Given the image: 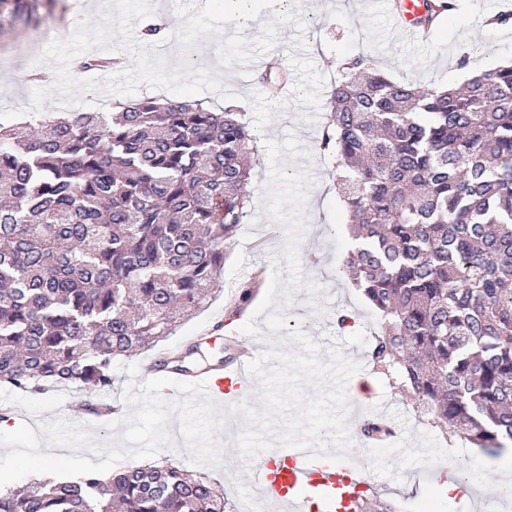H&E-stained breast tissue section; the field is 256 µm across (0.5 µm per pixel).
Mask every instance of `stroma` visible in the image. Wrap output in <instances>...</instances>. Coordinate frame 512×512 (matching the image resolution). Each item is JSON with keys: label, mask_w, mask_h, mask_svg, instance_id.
Masks as SVG:
<instances>
[{"label": "stroma", "mask_w": 512, "mask_h": 512, "mask_svg": "<svg viewBox=\"0 0 512 512\" xmlns=\"http://www.w3.org/2000/svg\"><path fill=\"white\" fill-rule=\"evenodd\" d=\"M30 2L35 7V22H17L0 12V110L29 108L30 94L40 86L39 76L50 71L40 61L45 47L69 36L84 16L96 15L102 0ZM489 2L456 0L454 11L425 44L407 41L389 26L382 0H329L320 10L306 5L302 18L307 24V48L294 49L293 25L279 26L278 45L284 51L279 63L285 68L290 57L304 56L333 80L342 59L363 54L376 70L394 79L423 88L455 86L472 72L512 62V29L486 36L478 27L479 18L491 12ZM464 52L470 61L462 69L456 60ZM211 74L230 92L239 94L238 107L245 121H252L248 97L265 90L257 73L237 65L225 68L215 64ZM325 121V111L293 104L275 111L273 121L260 130L249 181L254 205L224 261L211 304L157 347L117 359L109 401H121L129 384L125 366L150 367L159 351L186 346L205 332L211 339L188 358V366L232 361L234 352L226 348L224 340L229 331L262 351L267 350L269 338L287 336L297 327L311 332L314 341L329 345L331 338L342 334L336 316L345 309L357 314L356 327L366 337L380 334L373 310L339 272L350 234L336 190L335 161L319 146ZM255 277L261 281L260 288L241 310H234L242 287ZM343 352L359 360L361 376L371 379L368 398L389 404L395 430L386 446L352 450V460L361 462L370 473L371 495L403 498L410 512H483L486 494L481 488L473 489V503L467 509L435 494L437 469L448 462L447 441L418 418L413 402L394 388L391 379L375 370L368 346H347ZM1 409L10 431L24 422L33 426L62 416L93 426L98 440L111 436L100 418L90 414L83 394L70 389L39 394L0 385ZM223 456L236 460L234 472L191 464L182 443L160 452L152 463L209 477L224 489L226 512H240L255 489L254 473L239 464L234 442H224Z\"/></svg>", "instance_id": "1"}]
</instances>
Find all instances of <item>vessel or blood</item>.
Wrapping results in <instances>:
<instances>
[{
  "instance_id": "vessel-or-blood-1",
  "label": "vessel or blood",
  "mask_w": 512,
  "mask_h": 512,
  "mask_svg": "<svg viewBox=\"0 0 512 512\" xmlns=\"http://www.w3.org/2000/svg\"><path fill=\"white\" fill-rule=\"evenodd\" d=\"M425 5L426 0H389L387 14L402 35L415 40L421 33L418 19ZM249 360V355L242 353L233 368H206L192 372L190 378L206 381L210 397L233 405L252 388L253 380L245 371ZM255 470L261 496L283 505L287 512H352L365 480L348 462L310 461L295 447L260 455Z\"/></svg>"
}]
</instances>
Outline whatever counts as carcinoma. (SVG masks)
I'll return each instance as SVG.
<instances>
[{
    "instance_id": "1",
    "label": "carcinoma",
    "mask_w": 512,
    "mask_h": 512,
    "mask_svg": "<svg viewBox=\"0 0 512 512\" xmlns=\"http://www.w3.org/2000/svg\"><path fill=\"white\" fill-rule=\"evenodd\" d=\"M453 9L429 0L425 27ZM262 82L287 80L276 67ZM0 124V383L112 389L114 360L212 299L247 216L254 134L238 107L132 100L119 112ZM321 149L341 169L346 272L383 326L370 350L417 411L485 452L512 449V63L425 90L344 61ZM365 439L391 434L364 420ZM224 512V490L167 466L0 487V512ZM354 512H406L361 496Z\"/></svg>"
}]
</instances>
